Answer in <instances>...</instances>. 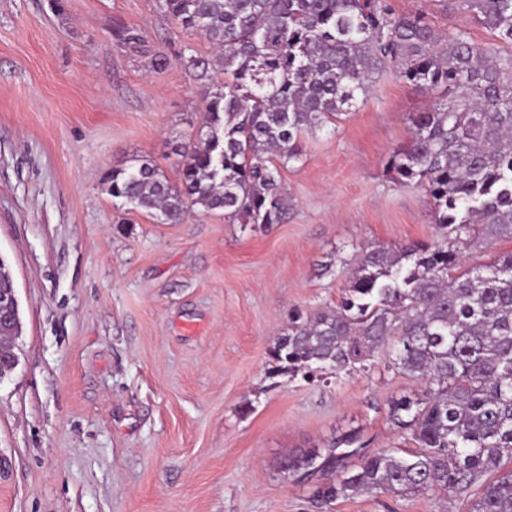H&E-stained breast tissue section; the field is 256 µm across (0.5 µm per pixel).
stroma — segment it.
<instances>
[{"mask_svg": "<svg viewBox=\"0 0 512 512\" xmlns=\"http://www.w3.org/2000/svg\"><path fill=\"white\" fill-rule=\"evenodd\" d=\"M186 45L211 51L156 0H0V258L22 323L0 377V512H465L439 492L326 507L284 479V455L350 431L413 449L387 402L418 386L381 364L276 376L268 355L290 309L336 304L363 246L432 240L427 197L386 161L446 90L385 76L306 135L281 170L286 223L158 224L102 181L138 160L177 181L203 103L191 71L152 55Z\"/></svg>", "mask_w": 512, "mask_h": 512, "instance_id": "35a3bbf8", "label": "stroma"}]
</instances>
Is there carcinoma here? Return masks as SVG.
Segmentation results:
<instances>
[{"mask_svg": "<svg viewBox=\"0 0 512 512\" xmlns=\"http://www.w3.org/2000/svg\"><path fill=\"white\" fill-rule=\"evenodd\" d=\"M211 54L175 58L200 80L204 117L183 147L178 183L155 163L114 168L105 191L158 224L194 210L264 228L288 220L279 166L302 160L301 139L349 113L391 75L454 96L414 115L408 145L387 167L430 198L436 235L367 247L325 311L295 308L269 349L277 375L338 373L383 352L421 384L390 401L387 421L416 444L370 452L357 433L299 448L284 477L323 476L313 498L442 492L468 512H512V251L468 268L465 249L512 239V50L443 37L423 11L393 0H158ZM451 9L512 46V0H452ZM0 337V373L21 332ZM346 446L340 455L337 448ZM353 458L356 463L345 464Z\"/></svg>", "mask_w": 512, "mask_h": 512, "instance_id": "carcinoma-1", "label": "carcinoma"}]
</instances>
